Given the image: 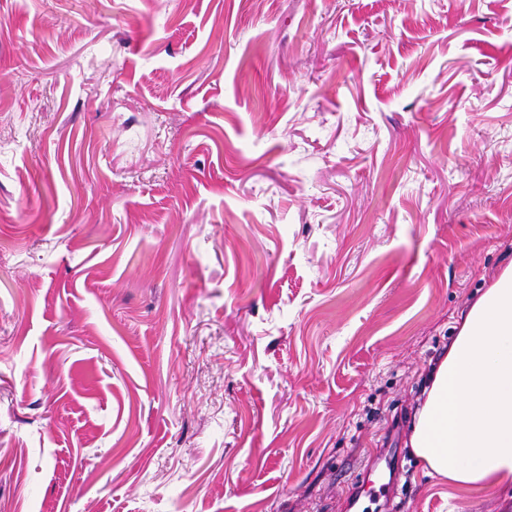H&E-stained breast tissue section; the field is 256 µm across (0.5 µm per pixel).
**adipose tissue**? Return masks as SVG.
<instances>
[{"label": "adipose tissue", "mask_w": 512, "mask_h": 512, "mask_svg": "<svg viewBox=\"0 0 512 512\" xmlns=\"http://www.w3.org/2000/svg\"><path fill=\"white\" fill-rule=\"evenodd\" d=\"M411 446L449 481L512 485V265L463 313Z\"/></svg>", "instance_id": "ef3b65f1"}]
</instances>
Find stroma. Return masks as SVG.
Here are the masks:
<instances>
[{"mask_svg": "<svg viewBox=\"0 0 512 512\" xmlns=\"http://www.w3.org/2000/svg\"><path fill=\"white\" fill-rule=\"evenodd\" d=\"M512 263V0H0V512H347Z\"/></svg>", "mask_w": 512, "mask_h": 512, "instance_id": "obj_1", "label": "stroma"}]
</instances>
